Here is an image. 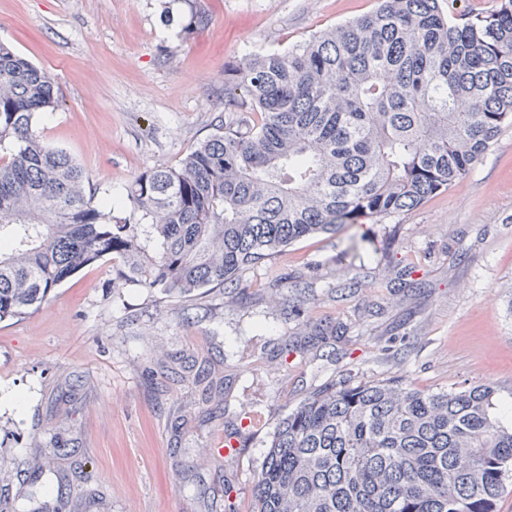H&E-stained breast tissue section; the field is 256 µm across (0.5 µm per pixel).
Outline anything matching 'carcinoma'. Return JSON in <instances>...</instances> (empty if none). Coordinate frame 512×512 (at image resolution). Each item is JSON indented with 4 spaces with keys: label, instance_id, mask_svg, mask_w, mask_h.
Masks as SVG:
<instances>
[{
    "label": "carcinoma",
    "instance_id": "1",
    "mask_svg": "<svg viewBox=\"0 0 512 512\" xmlns=\"http://www.w3.org/2000/svg\"><path fill=\"white\" fill-rule=\"evenodd\" d=\"M182 2L184 32L207 23ZM443 2L380 0L224 71V124L127 192L156 252L44 144L33 120L59 106L53 79L0 43V321L99 261L180 297L236 288L296 241L447 191L512 123V0L479 17ZM508 481L512 402L493 387L349 379L278 422L251 512H495Z\"/></svg>",
    "mask_w": 512,
    "mask_h": 512
}]
</instances>
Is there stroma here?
I'll list each match as a JSON object with an SVG mask.
<instances>
[{"instance_id": "stroma-1", "label": "stroma", "mask_w": 512, "mask_h": 512, "mask_svg": "<svg viewBox=\"0 0 512 512\" xmlns=\"http://www.w3.org/2000/svg\"><path fill=\"white\" fill-rule=\"evenodd\" d=\"M204 3L209 23L184 35L163 21L181 0H0V42L49 73L60 98L36 131L133 224L137 176L178 164L223 123L225 68L378 5ZM112 278L95 263L0 322V500L44 512L62 500L66 512H211L229 500L251 512L277 423L326 384L401 377L512 396V125L448 191L289 245L242 273L244 295L176 297ZM229 435L235 451L215 453Z\"/></svg>"}]
</instances>
